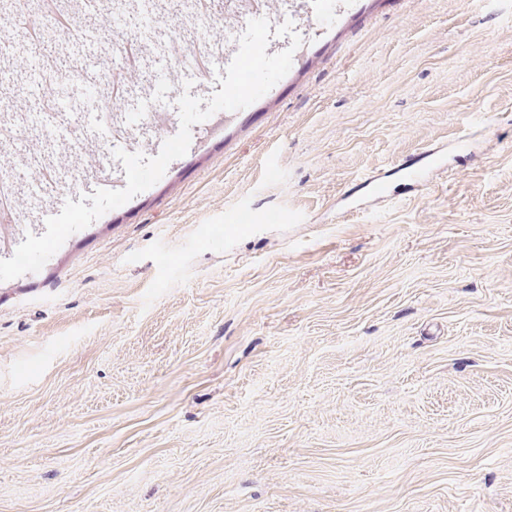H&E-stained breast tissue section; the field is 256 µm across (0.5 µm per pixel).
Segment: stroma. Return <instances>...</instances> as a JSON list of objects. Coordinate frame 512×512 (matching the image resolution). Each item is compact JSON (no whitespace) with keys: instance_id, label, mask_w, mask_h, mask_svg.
<instances>
[{"instance_id":"35a3bbf8","label":"stroma","mask_w":512,"mask_h":512,"mask_svg":"<svg viewBox=\"0 0 512 512\" xmlns=\"http://www.w3.org/2000/svg\"><path fill=\"white\" fill-rule=\"evenodd\" d=\"M289 9L284 78L0 289V512H512V0Z\"/></svg>"}]
</instances>
